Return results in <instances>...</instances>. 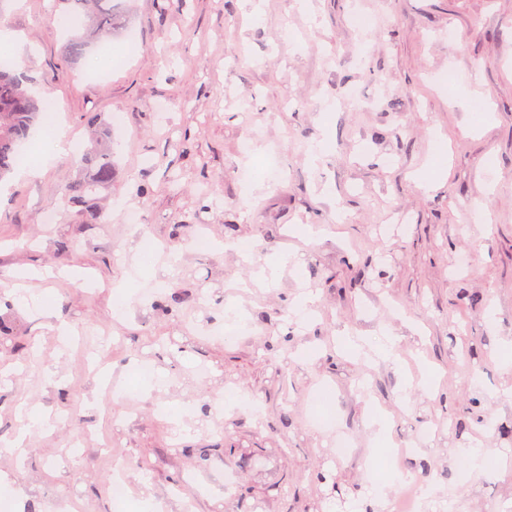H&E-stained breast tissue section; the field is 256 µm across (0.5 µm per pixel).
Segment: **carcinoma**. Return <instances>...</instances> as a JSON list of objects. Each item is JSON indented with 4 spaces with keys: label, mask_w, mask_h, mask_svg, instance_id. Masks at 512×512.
Here are the masks:
<instances>
[{
    "label": "carcinoma",
    "mask_w": 512,
    "mask_h": 512,
    "mask_svg": "<svg viewBox=\"0 0 512 512\" xmlns=\"http://www.w3.org/2000/svg\"><path fill=\"white\" fill-rule=\"evenodd\" d=\"M64 5L49 15V21L67 20L72 15L85 19L81 33L72 36L65 47L67 57L82 55L100 38H109L119 29L121 12L115 0H59ZM28 78L0 62V180L19 167L21 145L45 112L47 102L37 98L24 83ZM95 128L96 142L87 150L82 164L88 175L61 189L65 205L92 201L97 190L112 183V140L107 124L98 115L89 119Z\"/></svg>",
    "instance_id": "carcinoma-1"
}]
</instances>
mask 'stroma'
<instances>
[{
    "label": "stroma",
    "instance_id": "35a3bbf8",
    "mask_svg": "<svg viewBox=\"0 0 512 512\" xmlns=\"http://www.w3.org/2000/svg\"><path fill=\"white\" fill-rule=\"evenodd\" d=\"M53 7L0 0V27L24 39L0 59L54 101L37 133L63 123L82 149L103 115L115 166L95 222L59 194L76 155L0 182V316L17 332L0 341L10 512H113L115 459L131 467L129 512L144 482L158 512H302L334 464L395 504L397 481L369 472L381 448L406 449L394 465L432 489L433 512H512V435L478 423L512 427V0H125L105 63L64 61ZM431 168L441 178L422 188ZM301 224L327 233L305 239ZM272 257L285 263L268 288L257 274ZM302 292L317 298L307 317ZM229 303L242 332L206 336ZM388 337L394 363L375 353ZM139 361L152 373L135 381ZM236 390L252 407L229 403ZM31 408L50 424L12 454ZM460 448L498 449L500 463L465 474ZM220 466L226 491L211 484Z\"/></svg>",
    "mask_w": 512,
    "mask_h": 512
}]
</instances>
